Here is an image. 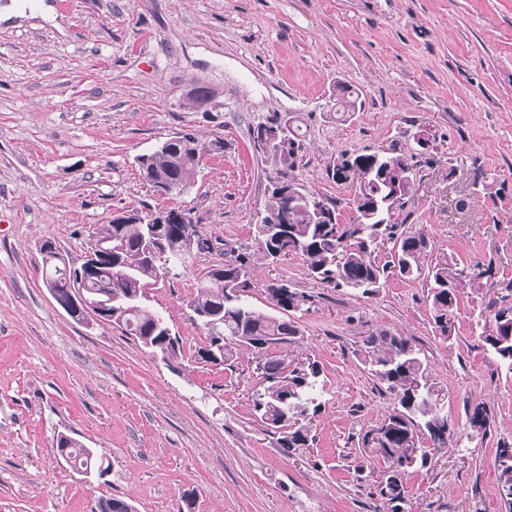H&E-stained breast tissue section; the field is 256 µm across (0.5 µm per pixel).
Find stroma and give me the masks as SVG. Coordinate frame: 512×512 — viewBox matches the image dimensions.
<instances>
[{
  "instance_id": "stroma-1",
  "label": "stroma",
  "mask_w": 512,
  "mask_h": 512,
  "mask_svg": "<svg viewBox=\"0 0 512 512\" xmlns=\"http://www.w3.org/2000/svg\"><path fill=\"white\" fill-rule=\"evenodd\" d=\"M0 20V512H96L119 497L133 512H387L375 494L384 464L361 445L393 398L355 354L369 331L413 340L447 389L455 426L430 470L408 480L411 512H507L497 441L512 442V374L480 336L490 304L512 303V0H18ZM50 15H43V6ZM361 112L338 117L336 82ZM215 88L220 111L187 108ZM291 118L303 143L296 173L352 211L327 166L343 151L405 147L410 125L437 133L420 185L398 221L424 229L434 254L464 270L450 339L436 336L427 289L389 280L372 298L316 288L300 256L283 277L317 293L302 334L279 346L323 366L322 408L305 448L282 447L252 411L253 355L204 362L206 332L188 302L212 265L251 245L271 169L252 129ZM224 139L180 195H161L136 159L173 133ZM485 173L491 191H477ZM191 209L214 251L177 267L151 302L182 338L164 361L106 324L74 321L43 283L41 247L81 263L89 235L130 209ZM492 429L465 440L466 404ZM68 434L110 468L87 480L56 451ZM193 505H186L185 495Z\"/></svg>"
}]
</instances>
